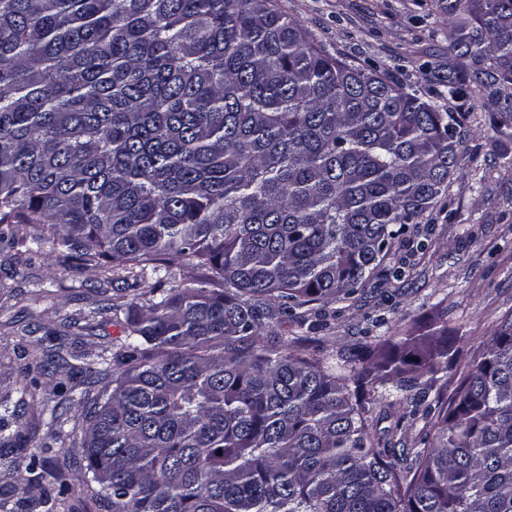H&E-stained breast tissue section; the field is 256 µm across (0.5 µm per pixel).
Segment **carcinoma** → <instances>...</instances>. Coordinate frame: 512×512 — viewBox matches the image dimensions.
<instances>
[{"instance_id":"carcinoma-1","label":"carcinoma","mask_w":512,"mask_h":512,"mask_svg":"<svg viewBox=\"0 0 512 512\" xmlns=\"http://www.w3.org/2000/svg\"><path fill=\"white\" fill-rule=\"evenodd\" d=\"M464 14L455 97L512 84V0ZM458 120L386 72L327 56L272 0H0V224L52 231L64 262L208 275L155 292L84 408V481L112 512H512V322L450 399L440 338L391 371L368 347L331 363L277 314L403 272L384 261L448 191ZM420 447L367 429L366 390L418 411ZM14 412L0 402V446ZM58 512L68 470L29 464ZM52 478L50 485L43 482Z\"/></svg>"}]
</instances>
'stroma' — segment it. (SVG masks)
Returning a JSON list of instances; mask_svg holds the SVG:
<instances>
[{
	"label": "stroma",
	"mask_w": 512,
	"mask_h": 512,
	"mask_svg": "<svg viewBox=\"0 0 512 512\" xmlns=\"http://www.w3.org/2000/svg\"><path fill=\"white\" fill-rule=\"evenodd\" d=\"M333 58L365 69L376 68L457 113V148L463 161L441 201L428 211L418 242L398 246L390 263L405 277L382 281L367 297L331 305L325 328L309 331L292 318L273 329L281 336L314 335L320 354L334 359L358 342H371L383 361L400 363L404 338L429 341L448 337L449 387L458 380L484 343L512 319V128L497 121V108L512 103V85L493 83L487 90L458 98L436 97L423 71L439 75L460 70L448 51L452 29L438 0H273ZM10 226L0 224V398L16 404L26 451L0 447V462L14 474L0 479V496L23 497L31 457L43 470L70 462L71 490L65 512H112L91 495L82 474L84 414L67 405L61 386L82 382L76 367L115 351L126 329L127 313L145 308L149 291L175 288L201 279L203 268L186 258L165 277H141L128 269L75 270L58 263L53 243L28 253L9 244ZM120 300L123 311L97 316V307ZM68 350L69 366L38 374L32 395L21 398L26 367L45 359L53 341ZM64 412L62 427L51 423L52 409ZM376 431L400 427L412 444L424 420L402 408L371 405Z\"/></svg>",
	"instance_id": "35a3bbf8"
}]
</instances>
